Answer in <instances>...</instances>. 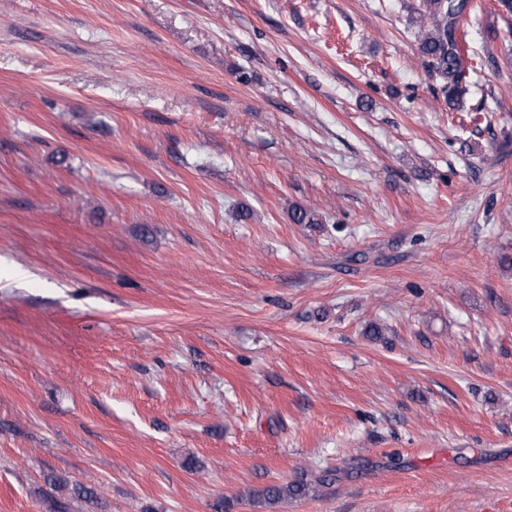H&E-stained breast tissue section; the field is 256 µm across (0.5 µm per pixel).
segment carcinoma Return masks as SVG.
I'll return each mask as SVG.
<instances>
[{
    "label": "carcinoma",
    "instance_id": "cac0c4a2",
    "mask_svg": "<svg viewBox=\"0 0 512 512\" xmlns=\"http://www.w3.org/2000/svg\"><path fill=\"white\" fill-rule=\"evenodd\" d=\"M471 0H422L420 18L429 20L430 29L421 36V50L429 65L445 84L448 104L456 105L466 90L464 56L457 40V23L470 9ZM310 490L306 482L273 484L257 493L270 504L304 497Z\"/></svg>",
    "mask_w": 512,
    "mask_h": 512
}]
</instances>
